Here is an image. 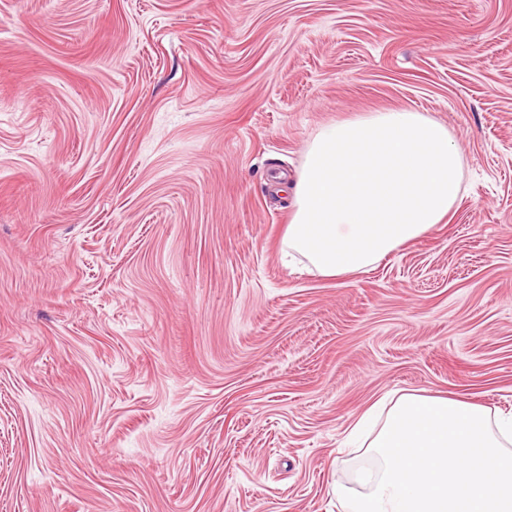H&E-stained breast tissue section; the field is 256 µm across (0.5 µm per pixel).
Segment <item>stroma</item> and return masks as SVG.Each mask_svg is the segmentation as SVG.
Listing matches in <instances>:
<instances>
[{
    "instance_id": "obj_1",
    "label": "stroma",
    "mask_w": 512,
    "mask_h": 512,
    "mask_svg": "<svg viewBox=\"0 0 512 512\" xmlns=\"http://www.w3.org/2000/svg\"><path fill=\"white\" fill-rule=\"evenodd\" d=\"M389 109L447 223L285 267L310 141ZM406 393L512 412V0H0V512H346Z\"/></svg>"
}]
</instances>
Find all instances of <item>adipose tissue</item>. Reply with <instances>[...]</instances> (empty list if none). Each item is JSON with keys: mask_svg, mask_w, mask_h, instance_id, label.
<instances>
[{"mask_svg": "<svg viewBox=\"0 0 512 512\" xmlns=\"http://www.w3.org/2000/svg\"><path fill=\"white\" fill-rule=\"evenodd\" d=\"M462 169L448 128L421 112H365L321 127L293 186L285 263L302 258L335 279L364 271L447 220Z\"/></svg>", "mask_w": 512, "mask_h": 512, "instance_id": "adipose-tissue-1", "label": "adipose tissue"}]
</instances>
